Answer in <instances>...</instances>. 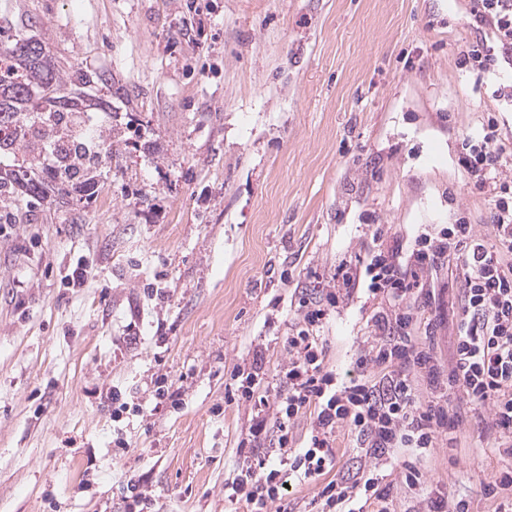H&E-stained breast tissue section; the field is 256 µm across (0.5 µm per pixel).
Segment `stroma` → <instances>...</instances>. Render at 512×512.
<instances>
[{
  "instance_id": "stroma-1",
  "label": "stroma",
  "mask_w": 512,
  "mask_h": 512,
  "mask_svg": "<svg viewBox=\"0 0 512 512\" xmlns=\"http://www.w3.org/2000/svg\"><path fill=\"white\" fill-rule=\"evenodd\" d=\"M469 0H0V27L106 83L82 98L112 158L94 190L49 192L0 236V512H246L224 499L249 408L227 403L254 348L288 361L294 290L331 285L375 230L410 246L428 224L488 209L457 160L512 107L457 64ZM86 283L67 284L78 262ZM434 348L452 355L460 291L433 275ZM378 303L355 294L325 327L337 372ZM179 406L155 405L157 377ZM120 390L142 412L114 414ZM456 446L422 460L471 512L500 467L481 411L457 399ZM124 447H117V440Z\"/></svg>"
}]
</instances>
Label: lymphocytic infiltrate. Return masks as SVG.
Returning a JSON list of instances; mask_svg holds the SVG:
<instances>
[{"label": "lymphocytic infiltrate", "instance_id": "lymphocytic-infiltrate-1", "mask_svg": "<svg viewBox=\"0 0 512 512\" xmlns=\"http://www.w3.org/2000/svg\"><path fill=\"white\" fill-rule=\"evenodd\" d=\"M472 26L480 36L461 50L459 64L477 81L496 79L512 65V0H472ZM460 167L491 201L489 239L465 217L421 231L411 248L376 241L364 260L344 261L333 287L299 298V322L288 334V364L278 392L270 385L262 351L230 373L227 399L251 407L239 442L249 451L224 496L248 512H270L291 480L315 483L318 512H390L388 469H399L411 491L427 484L419 461L439 437L455 438L453 398L464 395L487 410L490 451L502 466L485 483L495 512H512V146L500 142L488 118L480 139L465 137ZM447 268L460 285L453 357L441 366L430 342L414 336L436 293L426 277ZM358 291L381 305L369 320L368 346L346 374L327 361L322 331L332 309ZM312 413L308 439L295 447L294 421ZM348 428L364 452L363 467L336 478V434Z\"/></svg>", "mask_w": 512, "mask_h": 512}]
</instances>
